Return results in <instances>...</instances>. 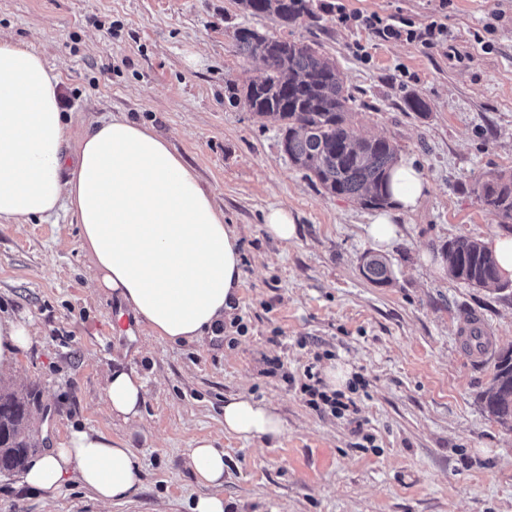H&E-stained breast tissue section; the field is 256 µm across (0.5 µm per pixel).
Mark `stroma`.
Returning a JSON list of instances; mask_svg holds the SVG:
<instances>
[{"label": "stroma", "instance_id": "stroma-1", "mask_svg": "<svg viewBox=\"0 0 512 512\" xmlns=\"http://www.w3.org/2000/svg\"><path fill=\"white\" fill-rule=\"evenodd\" d=\"M323 2L311 0L314 19L284 27L234 0H0V31L59 72L73 137L117 112L152 125L215 191L243 257L231 320L202 343L172 345L90 288L70 214L0 220V312L39 329L0 383L39 390L40 450L84 426L131 448L138 478L135 494L103 508L77 482L47 503L21 473H0V512H191L200 488L187 455L203 438L224 452L229 512H512V432L478 402L491 363L462 344L476 317L496 347L512 346V288H473L434 267L449 240L502 230L475 184L512 174V0H343L418 28L442 20L460 62L444 45L342 24ZM240 27L318 43L355 98L354 133L391 140L429 179L385 255L387 284L360 271L368 209L325 194L289 162L277 126L229 101L228 82L263 67L237 54ZM480 32L491 49L475 42ZM413 94L426 115L407 109ZM271 206L293 213L297 239L265 233ZM338 361L352 368L344 398L355 403L340 417L311 408L301 390L327 391L324 370ZM121 368L146 380L134 425L104 402L107 375ZM240 393L276 405L284 434L225 435L224 399Z\"/></svg>", "mask_w": 512, "mask_h": 512}]
</instances>
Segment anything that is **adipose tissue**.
<instances>
[{
	"label": "adipose tissue",
	"instance_id": "adipose-tissue-1",
	"mask_svg": "<svg viewBox=\"0 0 512 512\" xmlns=\"http://www.w3.org/2000/svg\"><path fill=\"white\" fill-rule=\"evenodd\" d=\"M60 78L23 41L0 35V220L47 221L69 213L92 264L94 288L115 295L150 334L173 344L213 336L231 318L242 277L238 229L214 193L169 141L125 114L103 118L72 140L60 106ZM431 189L415 160L390 169L389 207L370 216L365 235L390 250L399 222ZM37 330L32 319L0 315V372L15 371ZM144 379L112 370L106 403L113 418L141 416ZM286 429L276 407L247 394L224 401V432L275 439ZM201 491L193 512H224V452L194 440L188 454ZM22 480L43 499L77 481L102 505L136 490L134 455L123 442L74 428L65 442L31 457Z\"/></svg>",
	"mask_w": 512,
	"mask_h": 512
}]
</instances>
